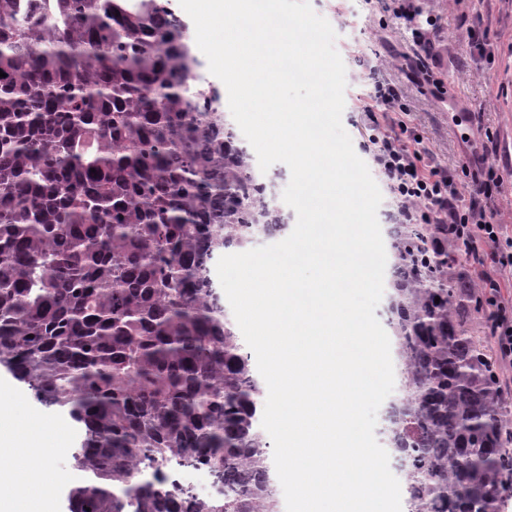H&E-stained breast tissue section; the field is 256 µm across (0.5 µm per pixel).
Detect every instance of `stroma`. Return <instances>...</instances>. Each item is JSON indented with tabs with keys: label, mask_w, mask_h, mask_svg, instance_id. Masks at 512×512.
Wrapping results in <instances>:
<instances>
[{
	"label": "stroma",
	"mask_w": 512,
	"mask_h": 512,
	"mask_svg": "<svg viewBox=\"0 0 512 512\" xmlns=\"http://www.w3.org/2000/svg\"><path fill=\"white\" fill-rule=\"evenodd\" d=\"M314 11L334 28L335 47L345 67L347 88L342 123L356 154H363L362 106L372 91L366 64L407 52L410 35L386 0H310ZM424 11L437 18L431 34L435 67L440 78L455 77L451 99L439 101L409 90L411 119L433 150L435 159L455 167L463 155L480 151L486 133L499 144L497 173L502 193L496 201V220L505 235H512V0H421ZM481 19L487 56H479L466 29ZM40 437L38 461L66 482L59 495L60 512H70V494L81 481L70 454L60 452L56 428L67 418L66 409L38 402L31 391L0 400Z\"/></svg>",
	"instance_id": "stroma-1"
}]
</instances>
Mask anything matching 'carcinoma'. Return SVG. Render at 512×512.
<instances>
[{
	"mask_svg": "<svg viewBox=\"0 0 512 512\" xmlns=\"http://www.w3.org/2000/svg\"><path fill=\"white\" fill-rule=\"evenodd\" d=\"M196 68L164 0H0V366L84 426L70 512L276 510L263 390L210 272L286 225ZM432 234L389 235L391 447L412 512H497L502 390L475 298L448 281L460 245ZM172 459L224 498L166 482Z\"/></svg>",
	"mask_w": 512,
	"mask_h": 512,
	"instance_id": "carcinoma-1",
	"label": "carcinoma"
}]
</instances>
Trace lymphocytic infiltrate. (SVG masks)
<instances>
[{
    "instance_id": "1",
    "label": "lymphocytic infiltrate",
    "mask_w": 512,
    "mask_h": 512,
    "mask_svg": "<svg viewBox=\"0 0 512 512\" xmlns=\"http://www.w3.org/2000/svg\"><path fill=\"white\" fill-rule=\"evenodd\" d=\"M393 12L411 33L410 50L400 65L407 81L421 94L444 97V82L429 65L433 58L429 30L435 17L413 0H396ZM371 99L366 108L369 134L363 146L398 202L401 223L444 228L461 242L454 260L481 273L479 311L486 333L499 367L512 368V300L501 298L499 279L486 272L490 266L512 268V237L503 235L489 205L499 188L489 163L497 151L494 136H487L482 154L451 170L436 162L432 150L408 126L405 116L410 108L401 86L377 79Z\"/></svg>"
}]
</instances>
